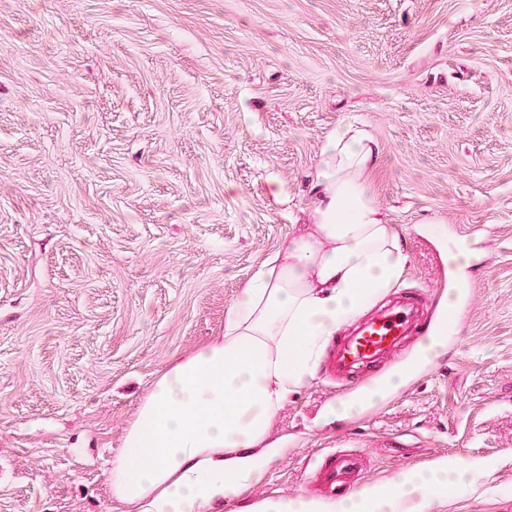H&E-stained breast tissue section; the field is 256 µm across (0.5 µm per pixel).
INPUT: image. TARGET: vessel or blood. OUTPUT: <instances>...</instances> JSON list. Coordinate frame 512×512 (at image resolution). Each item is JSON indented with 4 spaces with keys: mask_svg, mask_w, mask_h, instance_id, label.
I'll list each match as a JSON object with an SVG mask.
<instances>
[{
    "mask_svg": "<svg viewBox=\"0 0 512 512\" xmlns=\"http://www.w3.org/2000/svg\"><path fill=\"white\" fill-rule=\"evenodd\" d=\"M416 312L413 299L399 300L338 337L331 362L333 372L351 378L364 376L374 364L392 357L404 339L430 338L434 332L431 322L419 321ZM362 475L361 455L333 452L318 467L316 480L325 496L339 500L357 491Z\"/></svg>",
    "mask_w": 512,
    "mask_h": 512,
    "instance_id": "1",
    "label": "vessel or blood"
}]
</instances>
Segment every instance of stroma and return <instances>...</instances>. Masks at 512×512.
<instances>
[{"mask_svg": "<svg viewBox=\"0 0 512 512\" xmlns=\"http://www.w3.org/2000/svg\"><path fill=\"white\" fill-rule=\"evenodd\" d=\"M347 122L380 145L369 190L409 253L392 295L443 301L462 248L470 295L437 358L410 342L359 380L318 370L217 512L319 498L332 451L363 455L366 487L480 462L425 512H512V0H0V512H119L139 400L307 231ZM407 376L405 373H397L391 376L385 384L379 388L370 389L360 399L339 400L329 408V414L343 417H351L359 413L368 404L374 403L378 398L389 392L398 390L405 384Z\"/></svg>", "mask_w": 512, "mask_h": 512, "instance_id": "1", "label": "stroma"}]
</instances>
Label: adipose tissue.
<instances>
[{"label":"adipose tissue","instance_id":"ef3b65f1","mask_svg":"<svg viewBox=\"0 0 512 512\" xmlns=\"http://www.w3.org/2000/svg\"><path fill=\"white\" fill-rule=\"evenodd\" d=\"M380 146L339 126L312 180L310 233L286 239L244 286L224 332L176 361L138 404L112 460L125 512H213L273 456L274 412L315 375L325 341L403 275L408 254L367 184ZM478 463L402 473L329 509L279 497L256 512H424L436 492L469 487Z\"/></svg>","mask_w":512,"mask_h":512}]
</instances>
